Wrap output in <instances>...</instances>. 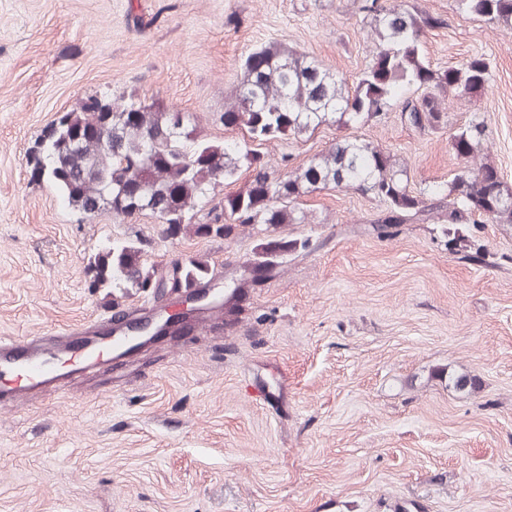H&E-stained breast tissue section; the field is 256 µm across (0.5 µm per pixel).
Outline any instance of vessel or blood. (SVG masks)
Segmentation results:
<instances>
[{
	"label": "vessel or blood",
	"mask_w": 512,
	"mask_h": 512,
	"mask_svg": "<svg viewBox=\"0 0 512 512\" xmlns=\"http://www.w3.org/2000/svg\"><path fill=\"white\" fill-rule=\"evenodd\" d=\"M152 320L153 331L167 336L168 313L146 314L135 308L80 332L56 329L20 340L0 338V401L17 400L29 391L59 383L106 359H120L142 343L139 327Z\"/></svg>",
	"instance_id": "vessel-or-blood-1"
}]
</instances>
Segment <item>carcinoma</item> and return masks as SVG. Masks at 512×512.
Masks as SVG:
<instances>
[{"label":"carcinoma","mask_w":512,"mask_h":512,"mask_svg":"<svg viewBox=\"0 0 512 512\" xmlns=\"http://www.w3.org/2000/svg\"><path fill=\"white\" fill-rule=\"evenodd\" d=\"M374 50L353 82L315 58L272 42L253 54L229 93L221 120L245 131L242 140L214 143L197 133L191 116L136 95L115 102L89 95L44 130L28 164L32 177L49 184L60 201L82 218L107 210L121 220L149 215L161 236L174 240L189 231L235 242L251 230L254 245L239 264V279L224 290V313L238 310L243 289L255 272L271 271L277 258L309 248L310 239L288 240L280 229L312 223L299 198L316 189L359 191L385 206L371 224H444L448 247L467 248L466 224H512V186L488 176L499 171L486 127L472 123L449 136L467 147L463 167L429 193L415 192L407 167L380 146L353 136L339 137L304 166L283 173L252 147L282 137L312 133L322 125L353 130L390 112L422 134L448 131V108L481 95L491 71L482 57L434 69L425 53L426 34L446 26L418 0H351ZM469 15L512 33V0H458ZM106 128V145L82 140L91 127ZM249 175L238 191L220 188ZM92 288H193L213 275L208 261L188 256L172 275L157 277L137 244L114 243L91 264Z\"/></svg>","instance_id":"carcinoma-1"}]
</instances>
